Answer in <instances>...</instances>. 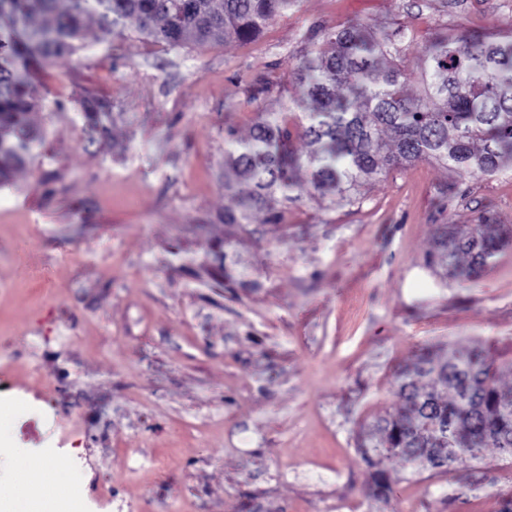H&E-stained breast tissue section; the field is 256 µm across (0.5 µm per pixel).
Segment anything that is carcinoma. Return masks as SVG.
I'll list each match as a JSON object with an SVG mask.
<instances>
[{
	"mask_svg": "<svg viewBox=\"0 0 512 512\" xmlns=\"http://www.w3.org/2000/svg\"><path fill=\"white\" fill-rule=\"evenodd\" d=\"M295 0H0V183L12 180L44 146L33 114L43 98L31 65L87 48L93 22L102 38L130 32L178 50L259 37ZM358 20L318 34L295 72L300 95L262 112L242 140L227 132L224 190L237 199L224 223L315 192L354 204L365 186L421 160L485 177L512 163V29L487 38L440 32L419 69L428 105L408 90V65L396 38ZM305 142L296 152L294 142ZM309 178H297L300 169ZM512 243V225L461 233L437 229L426 265L442 280L476 276ZM400 407L363 429L362 461L373 469L369 496L386 498V461L434 472L438 455L455 464L465 448H512V389L495 381L494 362L473 347L423 356L399 375Z\"/></svg>",
	"mask_w": 512,
	"mask_h": 512,
	"instance_id": "1",
	"label": "carcinoma"
}]
</instances>
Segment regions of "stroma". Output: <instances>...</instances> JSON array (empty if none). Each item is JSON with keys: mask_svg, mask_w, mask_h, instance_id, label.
<instances>
[{"mask_svg": "<svg viewBox=\"0 0 512 512\" xmlns=\"http://www.w3.org/2000/svg\"><path fill=\"white\" fill-rule=\"evenodd\" d=\"M409 31V88L440 31L492 35L512 0H297L256 40L168 52L129 34L34 69L45 148L0 188V512L17 473L104 512H502L498 449L368 497L356 442L399 370L474 345L512 387V246L475 278L426 265L438 225H512V165L421 162L336 207L316 195L228 224L224 138L297 93L312 33ZM454 187L447 209L437 196Z\"/></svg>", "mask_w": 512, "mask_h": 512, "instance_id": "35a3bbf8", "label": "stroma"}]
</instances>
